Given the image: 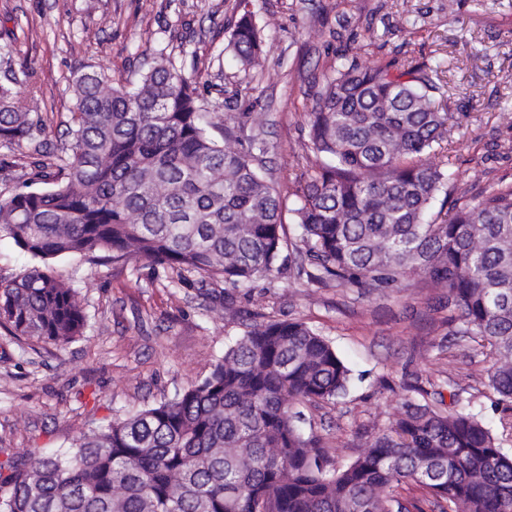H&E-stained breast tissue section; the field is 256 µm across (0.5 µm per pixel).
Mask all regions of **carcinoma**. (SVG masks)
I'll return each instance as SVG.
<instances>
[{"label":"carcinoma","mask_w":512,"mask_h":512,"mask_svg":"<svg viewBox=\"0 0 512 512\" xmlns=\"http://www.w3.org/2000/svg\"><path fill=\"white\" fill-rule=\"evenodd\" d=\"M229 44L263 67L253 16ZM0 80V144L40 137L41 106L23 97L9 53ZM69 152L57 172L0 193V232L31 266L0 281V326L18 340L65 345L87 316L51 262L64 256L146 260L183 283L192 273L249 288L285 267L284 212L300 230L308 281L386 288L424 276L454 335L493 357L489 387L512 405V186L449 199L439 159L448 113L429 74L343 65L307 114L320 164L293 207L261 173L263 142L213 134L193 79L161 52L141 77L102 70L72 80ZM351 370L300 320H264L229 343L210 373L175 398L82 434L71 450L0 462V512H512V455L464 408L409 401L349 465L329 468L296 401L332 402ZM412 482L423 494L402 502Z\"/></svg>","instance_id":"cac0c4a2"}]
</instances>
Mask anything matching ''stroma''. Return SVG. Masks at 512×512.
I'll list each match as a JSON object with an SVG mask.
<instances>
[{
	"label": "stroma",
	"instance_id": "obj_1",
	"mask_svg": "<svg viewBox=\"0 0 512 512\" xmlns=\"http://www.w3.org/2000/svg\"><path fill=\"white\" fill-rule=\"evenodd\" d=\"M251 11L271 47L263 69L243 70L228 45ZM0 45L43 104L45 131L23 147L0 145V190L68 144L72 77L104 69L136 79L166 51L194 77L219 126L251 134L265 113L264 175L290 197L313 172L306 112L341 64L416 66L444 84L450 116L443 161L455 196L512 185V0H0ZM88 316L65 347L20 348L0 328V460L69 450L83 432L173 398L209 374L252 314L297 319L332 342L352 371L336 403H299L331 466L351 463L393 421L407 386L457 391L492 428L500 409L485 348L448 333V311L417 277L397 287L319 285L289 274L234 293L195 274L179 285L140 260H56Z\"/></svg>",
	"mask_w": 512,
	"mask_h": 512
}]
</instances>
